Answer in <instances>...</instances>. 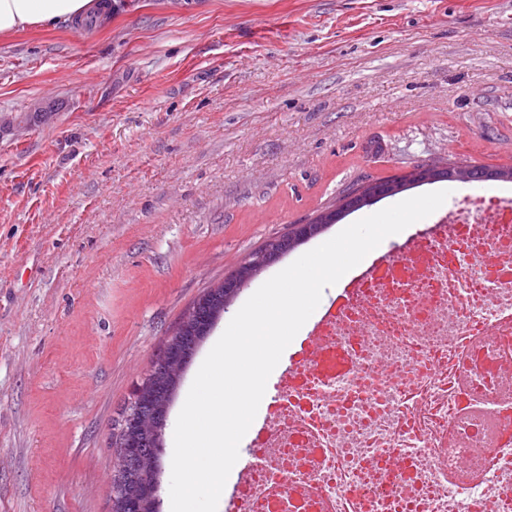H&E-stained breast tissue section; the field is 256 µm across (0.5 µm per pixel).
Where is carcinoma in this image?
Returning a JSON list of instances; mask_svg holds the SVG:
<instances>
[{
  "instance_id": "1",
  "label": "carcinoma",
  "mask_w": 512,
  "mask_h": 512,
  "mask_svg": "<svg viewBox=\"0 0 512 512\" xmlns=\"http://www.w3.org/2000/svg\"><path fill=\"white\" fill-rule=\"evenodd\" d=\"M421 184H433L450 179L456 182H512V167L504 169L490 168L484 165H466L457 168L456 176L448 177V172H438L428 178L423 167H416ZM409 177H392L369 182L363 190L350 188L339 198V205L327 208L306 224H296L288 234L270 241L262 252L273 261L290 253L298 245L318 236L333 224L339 223L345 216L372 205L363 200L367 193L379 199L394 197L410 189ZM238 291L227 288L221 283L208 288L193 303L191 310L183 318L177 331L170 337L158 353L152 369L145 380L135 390L134 400L125 409L120 431L113 448L119 461L113 470L112 510L111 512H158L161 503L139 497L127 499L123 489L142 485L152 469L155 450L161 446L162 432L165 426L156 419L162 408L175 398L180 388V373L175 370L178 358H192L188 351H196L206 336L210 335L217 322L224 316Z\"/></svg>"
}]
</instances>
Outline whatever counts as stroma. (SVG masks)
<instances>
[{
	"label": "stroma",
	"instance_id": "obj_1",
	"mask_svg": "<svg viewBox=\"0 0 512 512\" xmlns=\"http://www.w3.org/2000/svg\"><path fill=\"white\" fill-rule=\"evenodd\" d=\"M4 118L0 512H110L112 435L206 287L352 185L512 167V0H121L0 37Z\"/></svg>",
	"mask_w": 512,
	"mask_h": 512
}]
</instances>
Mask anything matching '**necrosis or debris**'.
Wrapping results in <instances>:
<instances>
[{
	"mask_svg": "<svg viewBox=\"0 0 512 512\" xmlns=\"http://www.w3.org/2000/svg\"><path fill=\"white\" fill-rule=\"evenodd\" d=\"M230 512H512V205L449 210L327 310Z\"/></svg>",
	"mask_w": 512,
	"mask_h": 512,
	"instance_id": "necrosis-or-debris-1",
	"label": "necrosis or debris"
}]
</instances>
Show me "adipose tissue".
Instances as JSON below:
<instances>
[{
  "instance_id": "adipose-tissue-1",
  "label": "adipose tissue",
  "mask_w": 512,
  "mask_h": 512,
  "mask_svg": "<svg viewBox=\"0 0 512 512\" xmlns=\"http://www.w3.org/2000/svg\"><path fill=\"white\" fill-rule=\"evenodd\" d=\"M98 9L99 0H0V35L71 24Z\"/></svg>"
}]
</instances>
